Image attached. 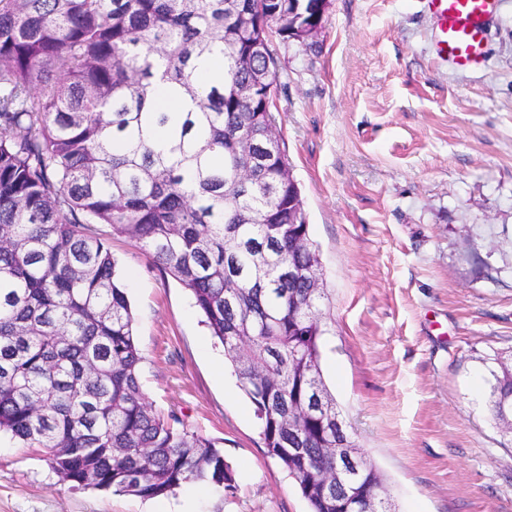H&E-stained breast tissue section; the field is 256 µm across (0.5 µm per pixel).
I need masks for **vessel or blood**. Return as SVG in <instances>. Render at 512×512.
Listing matches in <instances>:
<instances>
[{
    "label": "vessel or blood",
    "instance_id": "vessel-or-blood-1",
    "mask_svg": "<svg viewBox=\"0 0 512 512\" xmlns=\"http://www.w3.org/2000/svg\"><path fill=\"white\" fill-rule=\"evenodd\" d=\"M499 0H426L435 25V52L457 68L486 60L487 28Z\"/></svg>",
    "mask_w": 512,
    "mask_h": 512
}]
</instances>
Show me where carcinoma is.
I'll use <instances>...</instances> for the list:
<instances>
[{"label":"carcinoma","mask_w":512,"mask_h":512,"mask_svg":"<svg viewBox=\"0 0 512 512\" xmlns=\"http://www.w3.org/2000/svg\"><path fill=\"white\" fill-rule=\"evenodd\" d=\"M288 2L0 0V432L44 449L65 483L144 499L234 486L216 444L142 390L117 236L191 292L267 455L311 512H336L319 482L336 426L301 414L288 431L308 392L336 403L320 366L323 282L288 278V265L318 268L319 256L309 225L288 223L285 153L263 149L276 131V62L249 53L272 32L290 40ZM214 50L227 79L199 93L196 61ZM158 76L183 109L152 104ZM490 374L501 420L512 369Z\"/></svg>","instance_id":"carcinoma-1"}]
</instances>
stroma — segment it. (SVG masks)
I'll return each instance as SVG.
<instances>
[{
  "instance_id": "obj_1",
  "label": "stroma",
  "mask_w": 512,
  "mask_h": 512,
  "mask_svg": "<svg viewBox=\"0 0 512 512\" xmlns=\"http://www.w3.org/2000/svg\"><path fill=\"white\" fill-rule=\"evenodd\" d=\"M273 115L319 254L321 368L391 512H512V439L488 403L512 364V0L483 68L433 47L425 0H330L315 47L273 39ZM156 410L216 440L235 477L154 499L59 481L0 434V512H310L190 293L110 241Z\"/></svg>"
}]
</instances>
